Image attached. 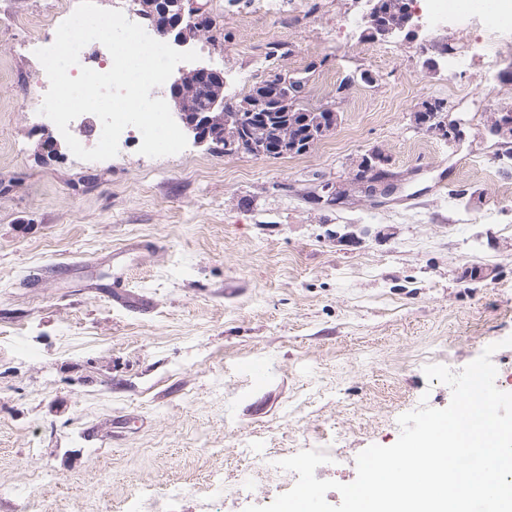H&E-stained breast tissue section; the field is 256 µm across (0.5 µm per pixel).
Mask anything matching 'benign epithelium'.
<instances>
[{"label":"benign epithelium","instance_id":"obj_1","mask_svg":"<svg viewBox=\"0 0 512 512\" xmlns=\"http://www.w3.org/2000/svg\"><path fill=\"white\" fill-rule=\"evenodd\" d=\"M139 14L149 20L153 31L161 36H174L184 43L200 29L209 27L204 5L198 0H137ZM369 10L363 16L376 41H386L399 33L418 39L423 23L410 0H368ZM305 90V80L288 74H278L240 99L226 93L224 76L208 67L181 69L168 83L167 100L177 111L186 131L195 143L210 142L224 145V154L246 153L255 157H283L301 154L333 133L339 125L334 110L310 112L293 116L294 102ZM426 103L414 112L415 124L448 139L454 127L440 116L428 114ZM487 126L494 134L512 135V113L489 115ZM387 158L371 151L357 164L355 181L370 194L386 195L392 191L384 166ZM342 180L322 187L316 201L341 204L346 197L339 195Z\"/></svg>","mask_w":512,"mask_h":512}]
</instances>
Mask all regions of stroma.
I'll list each match as a JSON object with an SVG mask.
<instances>
[{"label":"stroma","instance_id":"35a3bbf8","mask_svg":"<svg viewBox=\"0 0 512 512\" xmlns=\"http://www.w3.org/2000/svg\"><path fill=\"white\" fill-rule=\"evenodd\" d=\"M204 2L187 47L230 95L303 78L336 131L279 158L192 142L150 158L134 131L109 160L44 156L58 129L29 44L71 3L0 0V512H244L295 484L249 467L256 436L330 443L315 476L348 484L401 414L449 405L426 365L457 373L494 343L512 373V135L486 126L512 111V57L483 60V15L448 0L444 24L377 42L351 22L366 0ZM434 101L456 137L414 124ZM372 150L393 194L314 202ZM118 269L146 308L112 300ZM214 476L229 492L203 498Z\"/></svg>","mask_w":512,"mask_h":512}]
</instances>
